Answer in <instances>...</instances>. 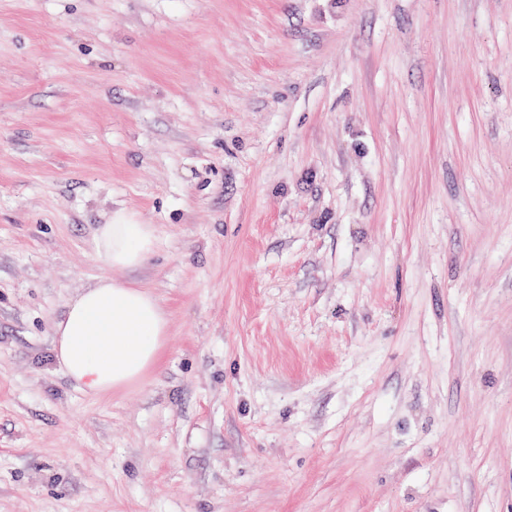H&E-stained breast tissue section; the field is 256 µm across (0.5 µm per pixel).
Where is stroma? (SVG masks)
<instances>
[{
  "mask_svg": "<svg viewBox=\"0 0 512 512\" xmlns=\"http://www.w3.org/2000/svg\"><path fill=\"white\" fill-rule=\"evenodd\" d=\"M0 512H512V0H0ZM154 229L137 224L116 212L111 222L101 224L96 233L99 258L113 267H138L154 248ZM167 330L166 313L150 292L102 277L54 323L53 355L82 390L108 394L141 379Z\"/></svg>",
  "mask_w": 512,
  "mask_h": 512,
  "instance_id": "35a3bbf8",
  "label": "stroma"
}]
</instances>
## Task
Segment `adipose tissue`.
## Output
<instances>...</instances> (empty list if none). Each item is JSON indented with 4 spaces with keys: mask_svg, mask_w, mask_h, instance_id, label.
Returning a JSON list of instances; mask_svg holds the SVG:
<instances>
[{
    "mask_svg": "<svg viewBox=\"0 0 512 512\" xmlns=\"http://www.w3.org/2000/svg\"><path fill=\"white\" fill-rule=\"evenodd\" d=\"M154 239L150 225L117 212L96 233L98 256L113 267H136ZM167 330L166 313L150 292L103 277L82 289L54 323L53 355L82 390L108 394L141 379Z\"/></svg>",
    "mask_w": 512,
    "mask_h": 512,
    "instance_id": "1",
    "label": "adipose tissue"
}]
</instances>
